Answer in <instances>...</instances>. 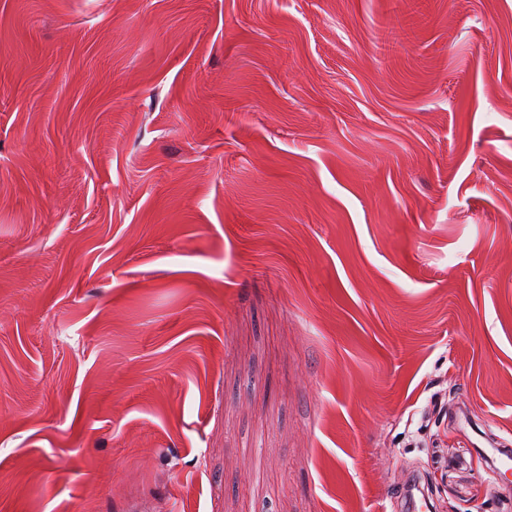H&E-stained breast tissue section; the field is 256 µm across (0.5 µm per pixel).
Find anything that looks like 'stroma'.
<instances>
[{"label":"stroma","instance_id":"stroma-1","mask_svg":"<svg viewBox=\"0 0 512 512\" xmlns=\"http://www.w3.org/2000/svg\"><path fill=\"white\" fill-rule=\"evenodd\" d=\"M512 0H0V512H512Z\"/></svg>","mask_w":512,"mask_h":512}]
</instances>
